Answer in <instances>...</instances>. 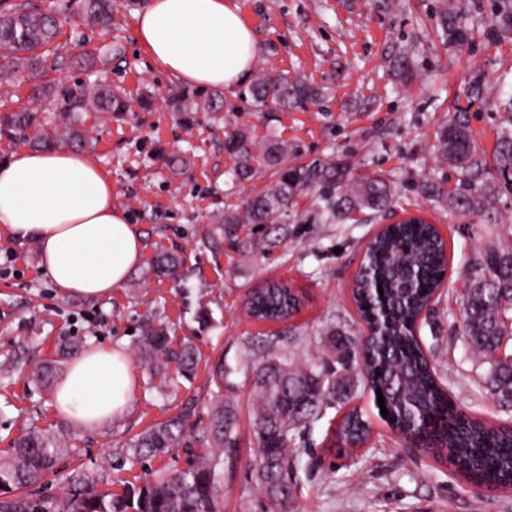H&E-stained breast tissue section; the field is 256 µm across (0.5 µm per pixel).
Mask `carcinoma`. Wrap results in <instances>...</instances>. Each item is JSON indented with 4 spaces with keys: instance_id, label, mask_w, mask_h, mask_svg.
I'll use <instances>...</instances> for the list:
<instances>
[{
    "instance_id": "cac0c4a2",
    "label": "carcinoma",
    "mask_w": 512,
    "mask_h": 512,
    "mask_svg": "<svg viewBox=\"0 0 512 512\" xmlns=\"http://www.w3.org/2000/svg\"><path fill=\"white\" fill-rule=\"evenodd\" d=\"M60 11H74L94 26H112V0H67ZM438 16L446 40L461 44L467 30L441 0ZM60 22L31 0H0V78L26 76L31 81L29 99L34 108L9 110L0 116L4 128L22 142L36 148H54L62 143L84 142L77 130L82 114L127 111L124 91L110 86H70L50 77L57 59H48L46 47L53 44ZM122 47L101 51L94 48L76 61L84 71H96ZM248 90L260 108L274 106L298 109L322 95L301 77L290 78L276 70L256 72ZM217 94L186 93L181 112L214 109ZM61 102L73 117L64 132H48L43 101ZM440 158L458 171L465 191L447 193L439 185L425 184L422 191L432 200L448 204L462 214L483 216L496 224L504 221L496 208L498 186L491 178L486 156L476 144L465 118L456 116L436 136ZM224 150L235 160L233 177L246 182L261 171L271 172L274 181L260 193L249 196L239 207L224 214L226 224H276L275 235L258 243L273 249L288 237V226L280 218L296 195L312 187L328 188L322 197L321 215L334 220L343 213L371 210L381 212L392 203L391 183L381 175L343 181L345 163L314 160L298 164V145L276 137L258 142L241 128L225 133ZM496 169L500 177L512 175V132L505 130L497 143ZM363 265L377 276L367 284L365 275L353 281V299L364 319L379 316L385 335L378 339L368 359L359 366L371 392L381 389L389 411L385 422L402 437H411L424 450L446 459L463 478L490 488L512 487V428L468 416L456 409L436 369L414 333L415 323L429 298L441 287L447 268L446 248L432 224L404 222L386 227L370 242ZM159 273L177 276L179 260L173 254L156 259ZM302 296L291 285L269 283L251 291L246 298L247 314L257 319L279 321L294 317L302 307ZM459 333L479 361L489 364L477 387H485L493 402L512 408V353L501 354L504 339L512 340V227L499 242L479 252L461 298ZM327 344L303 361L279 355L276 342L266 343L251 361L253 390L257 400L254 436L257 443L255 482L266 497L270 512H295L297 469L304 448L291 444L306 428L321 420L336 399H346L355 386L351 364L359 356L358 341L351 351L336 354L341 333L330 325L322 330ZM172 343L168 326L145 323L140 353L154 374L170 361L178 372L190 373L198 365L195 346L187 341L179 350ZM215 386L206 419L186 407L177 415L158 422L127 443L135 457H157L172 448H182L184 467L159 471L144 482L132 483L117 495L100 489L81 471L71 475L72 490L45 505L20 495L0 499V512H223L224 471H232L240 445L238 409L224 394V371L214 370ZM371 426L353 408L336 426L334 444L364 445ZM70 451L65 436L58 432L33 430L14 441L12 453L0 458V496L20 491L54 470L58 459Z\"/></svg>"
}]
</instances>
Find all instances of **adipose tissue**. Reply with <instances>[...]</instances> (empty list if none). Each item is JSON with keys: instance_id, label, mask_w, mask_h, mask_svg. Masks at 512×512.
Returning a JSON list of instances; mask_svg holds the SVG:
<instances>
[{"instance_id": "ef3b65f1", "label": "adipose tissue", "mask_w": 512, "mask_h": 512, "mask_svg": "<svg viewBox=\"0 0 512 512\" xmlns=\"http://www.w3.org/2000/svg\"><path fill=\"white\" fill-rule=\"evenodd\" d=\"M136 33L161 71L198 87L239 85L257 55L232 0H150ZM0 227L35 239L56 287L87 298L110 297L141 260L139 229L113 205L111 181L76 151L22 148L1 161ZM134 386L126 353L95 347L71 361L54 405L93 430L126 408Z\"/></svg>"}]
</instances>
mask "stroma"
<instances>
[{
  "label": "stroma",
  "mask_w": 512,
  "mask_h": 512,
  "mask_svg": "<svg viewBox=\"0 0 512 512\" xmlns=\"http://www.w3.org/2000/svg\"><path fill=\"white\" fill-rule=\"evenodd\" d=\"M149 0H116L111 29L62 16L58 55L120 43L123 52L99 72L101 81L125 90L130 108L113 117L85 118L91 145L87 159L112 181V201L137 224L142 256L122 287L105 299H88L56 288L39 261L35 241L0 233V361L16 370L0 377V456L12 441L38 427L64 431L76 449L57 473L35 486L37 499L51 502L68 490L73 470L122 493L126 482L160 469H175L176 453L133 458L130 438L147 425L194 403L206 412L209 371L220 365L239 410V458L224 477V512H264V496L252 473L256 458L249 355L261 341L278 335V346L293 358L315 352L320 331L335 325L357 336L361 320L350 294L366 241L384 223L371 213H353L327 224L318 217L321 189L297 195L288 211V239L271 250L243 254L259 238L252 224H228L224 213L266 189L269 174L237 183L235 164L224 150V132L247 126L253 136L276 134L299 144L302 162L346 160L350 175H384L396 196L392 219L416 213L435 224L448 246L443 289L418 334L440 379L467 414L512 425V412L496 407L474 381L486 372L458 332L459 298L474 253L505 229L480 217L452 213L427 198L424 183L459 188L457 172L434 151L435 132L453 112H467L472 133L485 149L512 129V0H448L469 39L444 43L437 0H232L257 38L256 68L307 77L323 98L305 109L257 111L242 87L223 90L224 107L197 112L192 122L171 106L185 85L160 71L135 34L137 13ZM408 53L420 76L404 85L394 77L393 59ZM181 152L183 165L170 170L167 157ZM179 255V279L157 277L159 254ZM270 281L291 284L305 296L299 313L283 323L251 319L248 293ZM161 320L175 342L194 341L200 361L189 377L169 389L151 384L138 356L141 327ZM76 345L124 351L135 379L128 407L103 426L87 430L53 406L52 390L32 378L35 366L59 360ZM353 406L372 423V436L353 454L333 448L327 429L340 418L329 407L324 419L296 440L318 456L302 463L296 498L299 512H512V490L478 488L456 475L447 461L405 447L379 414L368 387L358 386Z\"/></svg>",
  "instance_id": "35a3bbf8"
}]
</instances>
